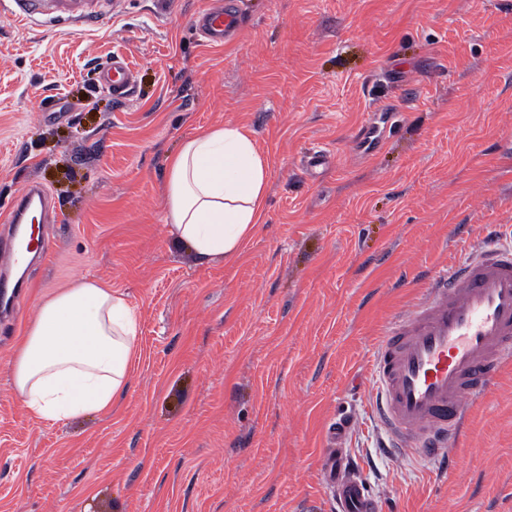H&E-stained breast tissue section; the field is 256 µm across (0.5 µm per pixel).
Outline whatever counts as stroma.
Masks as SVG:
<instances>
[{
    "mask_svg": "<svg viewBox=\"0 0 512 512\" xmlns=\"http://www.w3.org/2000/svg\"><path fill=\"white\" fill-rule=\"evenodd\" d=\"M220 2L84 0L76 25L56 0L31 26L0 7V248L30 184L50 203L48 255L0 311V512H333L340 415L381 512H512V366L468 401L449 472L382 456L372 385L428 278L492 229L512 243V0H236L248 25L212 47L194 19ZM116 54L122 102L100 82ZM381 105L398 118L369 149ZM225 124L267 159L268 195L239 253L204 260L165 230L167 160ZM82 280L135 309L132 373L110 410L51 424L12 363L39 302Z\"/></svg>",
    "mask_w": 512,
    "mask_h": 512,
    "instance_id": "obj_1",
    "label": "stroma"
}]
</instances>
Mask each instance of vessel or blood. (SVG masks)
I'll use <instances>...</instances> for the list:
<instances>
[{"instance_id": "vessel-or-blood-1", "label": "vessel or blood", "mask_w": 512, "mask_h": 512, "mask_svg": "<svg viewBox=\"0 0 512 512\" xmlns=\"http://www.w3.org/2000/svg\"><path fill=\"white\" fill-rule=\"evenodd\" d=\"M243 23L231 4L199 18L208 43L223 45ZM130 75L117 56L104 80L124 97ZM46 190L32 185L7 216L23 223L33 202H45ZM512 365V246L489 243L476 258L458 260L432 277L423 301L396 318L377 346L372 377L381 394L380 417L399 447L424 456L444 455L458 438L467 400L483 395L490 379ZM347 424L338 421L324 459L325 490L337 512H379L362 476L337 442Z\"/></svg>"}]
</instances>
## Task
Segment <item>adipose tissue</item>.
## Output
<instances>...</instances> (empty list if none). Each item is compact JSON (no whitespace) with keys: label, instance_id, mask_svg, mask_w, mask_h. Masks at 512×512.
<instances>
[{"label":"adipose tissue","instance_id":"ef3b65f1","mask_svg":"<svg viewBox=\"0 0 512 512\" xmlns=\"http://www.w3.org/2000/svg\"><path fill=\"white\" fill-rule=\"evenodd\" d=\"M268 180L265 159L237 127L197 133L169 163L167 232L199 256H234L262 220ZM137 330L123 295L98 283L40 302L14 358L21 403L52 423L108 409L128 383Z\"/></svg>","mask_w":512,"mask_h":512}]
</instances>
